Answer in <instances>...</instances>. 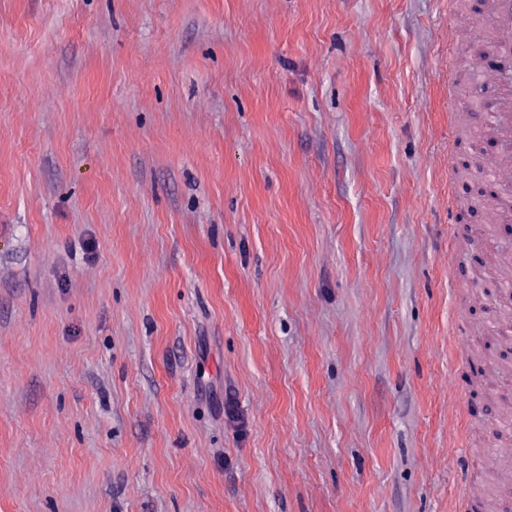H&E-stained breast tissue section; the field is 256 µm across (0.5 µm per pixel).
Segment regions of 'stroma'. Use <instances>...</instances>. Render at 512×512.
<instances>
[{
    "mask_svg": "<svg viewBox=\"0 0 512 512\" xmlns=\"http://www.w3.org/2000/svg\"><path fill=\"white\" fill-rule=\"evenodd\" d=\"M481 15L0 0V512H512Z\"/></svg>",
    "mask_w": 512,
    "mask_h": 512,
    "instance_id": "obj_1",
    "label": "stroma"
}]
</instances>
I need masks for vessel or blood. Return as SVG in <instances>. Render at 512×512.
Instances as JSON below:
<instances>
[{"label": "vessel or blood", "mask_w": 512, "mask_h": 512, "mask_svg": "<svg viewBox=\"0 0 512 512\" xmlns=\"http://www.w3.org/2000/svg\"><path fill=\"white\" fill-rule=\"evenodd\" d=\"M486 14L495 33L494 52L491 57L474 59L473 64L482 78L501 86L493 124L507 132L512 130V0H489Z\"/></svg>", "instance_id": "b4317fda"}]
</instances>
